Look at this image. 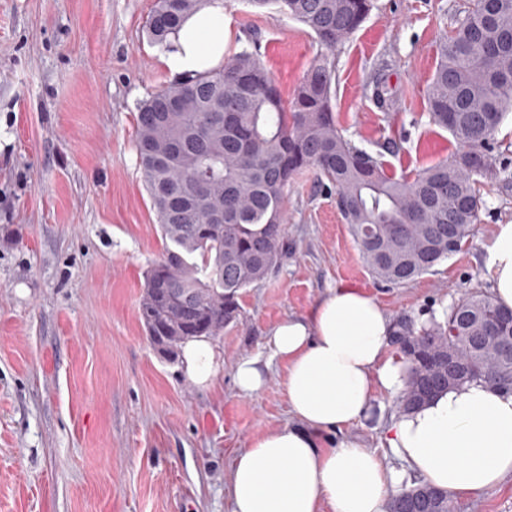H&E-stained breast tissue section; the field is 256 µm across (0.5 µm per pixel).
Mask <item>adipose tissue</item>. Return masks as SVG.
<instances>
[{
    "label": "adipose tissue",
    "instance_id": "adipose-tissue-1",
    "mask_svg": "<svg viewBox=\"0 0 512 512\" xmlns=\"http://www.w3.org/2000/svg\"><path fill=\"white\" fill-rule=\"evenodd\" d=\"M224 0H205L166 45L174 77L220 68L231 41ZM487 271L496 301L512 309V224L497 225ZM395 322L360 289H328L310 310L273 327L265 346L286 366L290 420L253 437L225 476L231 512H388L410 478L448 495L481 493L512 478V390L471 383L397 416L383 449L344 438L372 416L378 394L404 387ZM183 371L209 381L220 361L209 340L182 347ZM403 464L394 469L385 453Z\"/></svg>",
    "mask_w": 512,
    "mask_h": 512
}]
</instances>
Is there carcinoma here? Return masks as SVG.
Wrapping results in <instances>:
<instances>
[{"mask_svg": "<svg viewBox=\"0 0 512 512\" xmlns=\"http://www.w3.org/2000/svg\"><path fill=\"white\" fill-rule=\"evenodd\" d=\"M203 0H156L148 32L167 41ZM303 24L317 60L282 98L259 54L247 49L217 70L176 79L139 105L136 151L164 246L146 272L139 316L151 344L171 354L216 338L240 316V291L267 280L288 254L285 191L306 168L336 189V204L371 273L402 284L431 271L470 237L483 205L479 179L507 181L493 154L512 112V0H473L442 39L426 86L429 121L455 150L397 178L336 124L330 53L361 26L372 0H248ZM383 112L399 102L385 70L369 84ZM395 341L407 366L399 408L430 392L482 382L512 387V317L483 292L461 296L439 320L401 318ZM403 487L389 512H455L446 493Z\"/></svg>", "mask_w": 512, "mask_h": 512, "instance_id": "carcinoma-1", "label": "carcinoma"}]
</instances>
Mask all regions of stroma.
Segmentation results:
<instances>
[{"label": "stroma", "mask_w": 512, "mask_h": 512, "mask_svg": "<svg viewBox=\"0 0 512 512\" xmlns=\"http://www.w3.org/2000/svg\"><path fill=\"white\" fill-rule=\"evenodd\" d=\"M471 0H375L333 53L343 135L409 176L454 142L430 125L424 91L437 45ZM155 0H0V512H230L224 475L239 449L285 423V366L267 332L348 284L392 316L425 322L473 290L490 292L496 225L512 223V181L483 191L475 234L407 283L369 271L336 206L307 170L289 186L288 257L243 291L241 314L212 344L206 385L146 337L138 306L162 250L136 153L138 106L173 78L146 22ZM231 52L258 48L283 95L313 65L308 29L279 12L224 0ZM388 64L400 105L380 112L365 91ZM268 361L264 389L241 394L237 363ZM374 420L345 429L380 444L397 415L381 394ZM457 512H512V479L455 496Z\"/></svg>", "instance_id": "1"}]
</instances>
